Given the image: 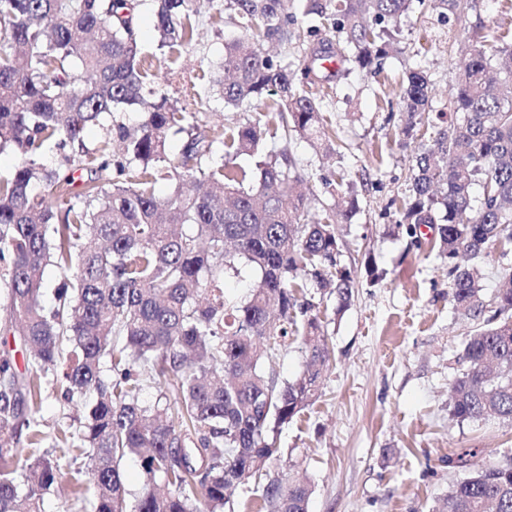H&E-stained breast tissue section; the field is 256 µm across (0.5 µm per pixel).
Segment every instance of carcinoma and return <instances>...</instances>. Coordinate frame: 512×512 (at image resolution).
Masks as SVG:
<instances>
[{
    "mask_svg": "<svg viewBox=\"0 0 512 512\" xmlns=\"http://www.w3.org/2000/svg\"><path fill=\"white\" fill-rule=\"evenodd\" d=\"M294 2L225 0L242 32L219 65L224 106L278 96L274 111L226 134L149 77L139 0H0V150L17 157L0 175V512H41L75 448L90 459L91 485L76 477L74 491L92 492L93 512H235L226 491L251 479L267 512H307L310 484L285 486L267 466L281 454L278 429L319 397L330 349L306 296L348 307L355 278L337 225L351 223L359 199L333 188L338 201L310 211L291 142L334 151L323 89L354 72L380 75L400 52L414 4L446 22L472 0H301L299 14ZM213 6L154 0L158 46L172 54L190 45L192 19ZM300 17L308 36L300 60L263 52V42L288 47ZM494 73L512 82V28L472 36L448 82L450 112L429 116L435 89L420 64L406 73L400 108L404 138L436 129L415 156L400 224L413 236L423 225L435 231L453 301L475 319L484 312L477 260L490 247L512 254V93ZM127 110L140 114L133 128L116 118ZM270 122L280 137L268 146ZM91 124L106 134L89 147ZM171 132L184 135L175 156ZM66 148L65 168L42 163ZM240 155L257 158L248 188L232 166ZM75 170L87 174L77 194ZM162 176L178 181L166 196L153 191ZM50 267L64 275L52 290ZM247 269L258 283L229 300L226 277ZM503 277L494 314L464 341L466 368L450 401L460 421L512 423L511 264ZM290 335L307 360L292 380L271 366ZM49 376L69 395L94 394L80 427L52 436L40 417ZM146 377L158 388L152 403L140 399ZM131 456L145 475L132 507L121 471ZM158 479L167 493L155 491ZM438 512H512V463L470 472Z\"/></svg>",
    "mask_w": 512,
    "mask_h": 512,
    "instance_id": "obj_1",
    "label": "carcinoma"
}]
</instances>
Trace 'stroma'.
<instances>
[{
  "instance_id": "1",
  "label": "stroma",
  "mask_w": 512,
  "mask_h": 512,
  "mask_svg": "<svg viewBox=\"0 0 512 512\" xmlns=\"http://www.w3.org/2000/svg\"><path fill=\"white\" fill-rule=\"evenodd\" d=\"M501 26L512 27L503 0H473L465 14L444 23L430 7L415 9L403 20L400 53L381 75H359L330 92L328 117L346 149L321 159L305 141L293 144L317 199L329 202L325 181L346 173L360 205L340 232L342 261L359 271L350 304L341 311L332 298L316 305L332 351L321 395L282 428L281 455L268 466L283 484L311 483L308 512H435L467 470L512 459V424L451 415L449 391L476 323L454 308L447 264L399 225L417 149L428 141L420 134L410 145L399 143L405 72L423 63L437 89L434 110H448V81L462 46L476 29ZM197 29L177 62L161 56L155 82L169 98L202 112L209 126L254 120L257 107H225L213 89L224 42L239 32L229 11L214 7L200 15ZM368 257L380 273L373 283L360 272ZM88 402L65 400L51 383L41 415L51 425H74ZM464 448L476 456L466 468L449 467Z\"/></svg>"
}]
</instances>
